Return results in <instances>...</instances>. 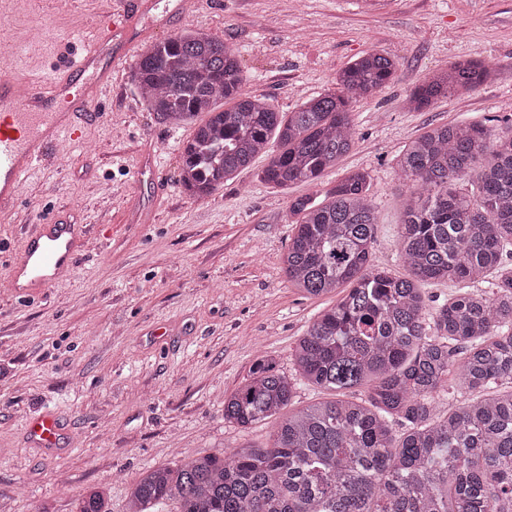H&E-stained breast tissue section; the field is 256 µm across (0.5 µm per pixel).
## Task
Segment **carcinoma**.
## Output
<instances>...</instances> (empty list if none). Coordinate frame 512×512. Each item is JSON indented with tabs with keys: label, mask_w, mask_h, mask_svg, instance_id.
Returning a JSON list of instances; mask_svg holds the SVG:
<instances>
[{
	"label": "carcinoma",
	"mask_w": 512,
	"mask_h": 512,
	"mask_svg": "<svg viewBox=\"0 0 512 512\" xmlns=\"http://www.w3.org/2000/svg\"><path fill=\"white\" fill-rule=\"evenodd\" d=\"M394 73L391 58L366 52L286 116L244 91L237 54L203 32L156 42L132 67L148 111L173 127L195 125L179 182L199 200L262 154L261 181L316 184L355 142L352 104ZM490 76L484 63H455L408 105L423 110ZM398 171L412 182L399 231L403 277L369 265L378 216L368 173H350L321 203L304 195L288 207L298 217L282 258L288 282L310 296L347 289L294 353L299 375L336 398L288 414L269 448L149 470L129 512L172 499L177 512H512V269L502 266L512 254V132L433 127L405 146ZM474 172L476 189L458 188ZM431 281H481L489 291L461 292L431 312L421 288ZM454 371L479 393L460 406L448 390ZM295 386L273 358L259 359L250 382L224 399V419L246 428L279 414ZM360 387L367 399L345 398ZM440 400L448 413H436ZM76 512L109 509L91 491Z\"/></svg>",
	"instance_id": "carcinoma-1"
}]
</instances>
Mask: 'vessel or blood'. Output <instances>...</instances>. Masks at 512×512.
<instances>
[{
  "label": "vessel or blood",
  "mask_w": 512,
  "mask_h": 512,
  "mask_svg": "<svg viewBox=\"0 0 512 512\" xmlns=\"http://www.w3.org/2000/svg\"><path fill=\"white\" fill-rule=\"evenodd\" d=\"M147 0H113L107 19L97 22L94 41L52 70L0 79V216L11 214L29 176L57 166L56 149L73 141L81 124L97 117L112 91V72L135 50V33ZM88 234L84 224L36 219L10 264L8 282L21 299L60 281L74 266ZM28 437L47 453L61 451L64 429L49 413L31 418Z\"/></svg>",
  "instance_id": "b4317fda"
}]
</instances>
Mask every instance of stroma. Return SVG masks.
<instances>
[{"mask_svg":"<svg viewBox=\"0 0 512 512\" xmlns=\"http://www.w3.org/2000/svg\"><path fill=\"white\" fill-rule=\"evenodd\" d=\"M158 6L139 47L186 30L224 40L237 53L246 90L278 111L322 93L368 51L389 56L394 76L354 104L355 143L317 184L259 180L267 156L202 200L178 181L190 126L149 112L131 65L112 73L103 121L71 144L68 168L24 183L22 203L0 219V512H74L103 491L126 512L134 483L153 467L251 445H270L276 418L243 428L224 418V399L274 357L294 373L292 353L337 294L308 297L282 265L299 196L324 198L346 173L370 175L377 206L372 266L397 275L401 148L429 127L512 118V0H186ZM107 0L43 14L32 0H0V68H49L58 36H91ZM462 59L495 77L475 91L411 110L408 94ZM89 225L73 272L30 303L16 299L8 268L19 233L36 213ZM53 413L74 442L56 456L30 445L28 418Z\"/></svg>","mask_w":512,"mask_h":512,"instance_id":"stroma-1","label":"stroma"}]
</instances>
